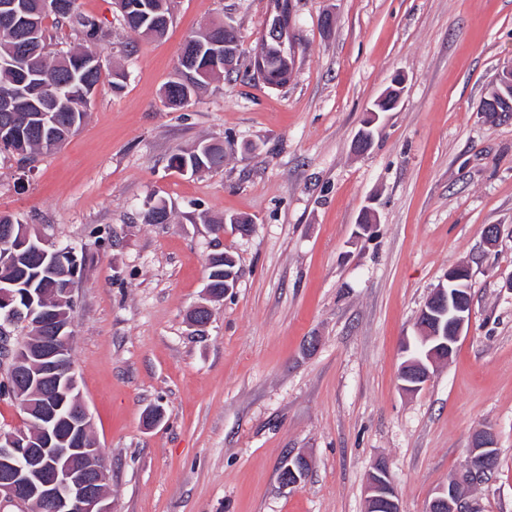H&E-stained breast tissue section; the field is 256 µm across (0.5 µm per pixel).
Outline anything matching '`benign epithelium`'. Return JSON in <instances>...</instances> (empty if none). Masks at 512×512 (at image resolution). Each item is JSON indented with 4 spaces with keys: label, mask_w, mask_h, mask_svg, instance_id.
<instances>
[{
    "label": "benign epithelium",
    "mask_w": 512,
    "mask_h": 512,
    "mask_svg": "<svg viewBox=\"0 0 512 512\" xmlns=\"http://www.w3.org/2000/svg\"><path fill=\"white\" fill-rule=\"evenodd\" d=\"M266 28L271 31L276 51L257 58L252 68L255 79L264 78L272 68L288 65L294 69L297 62V41L291 14L270 5ZM207 57L224 60V67H234L239 56L237 43L211 39ZM22 79L14 88L0 95V112L13 111L14 99L27 93H43L46 87L31 79L26 68L19 69ZM512 92V66L498 72L491 86L486 104L479 107L484 117L492 119L498 111L494 100ZM20 251L44 262L73 253L40 239V245L14 238L13 227L0 228V258L10 260ZM471 281L467 267L448 272L447 284L434 289L420 310L417 325L424 346L407 357L400 367L402 388L407 392L419 391L432 377L431 368L447 360L454 345L469 326L472 315L470 287L456 283ZM17 294L9 289L0 290V340L3 341L5 360L11 363L12 382L18 393L30 388H44L60 384L77 383L76 375L64 369L71 353L69 326H58L54 335L38 347L28 349L12 342V315L19 311L15 304ZM214 300L210 286H205V301L191 311V324L204 329L209 321L198 316L211 311L208 302ZM38 432L28 435L26 430L0 431V505L9 503L27 512V507L38 502L50 505L51 512H112L109 493L105 491L101 464V449L92 445L79 446L81 435L91 430V416L85 403L67 408L65 403L43 406L37 413ZM498 455L495 433L489 428L477 430L472 437L469 454L448 483L438 487L430 500L427 512H479L476 502L465 497V487L488 479L494 458ZM48 456L63 460V464L49 471L43 461ZM310 461L305 454L292 455L283 464L280 474L283 484L298 487L307 479ZM367 512H401L398 494L385 462L379 461L369 474L367 485Z\"/></svg>",
    "instance_id": "obj_1"
}]
</instances>
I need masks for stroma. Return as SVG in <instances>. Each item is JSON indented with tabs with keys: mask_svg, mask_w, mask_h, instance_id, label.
Returning <instances> with one entry per match:
<instances>
[{
	"mask_svg": "<svg viewBox=\"0 0 512 512\" xmlns=\"http://www.w3.org/2000/svg\"><path fill=\"white\" fill-rule=\"evenodd\" d=\"M79 6L105 34V75L59 149L30 164L0 153V212L85 257L72 359L113 512H366L379 459L403 512H426L484 427L499 465L471 497L512 512V117L478 110L512 63V0H294L287 85L219 78L178 109L163 87L184 41L227 20L252 55L269 0H172L158 39L124 30L114 0ZM399 74V106L370 117ZM205 140L223 141V170L170 169ZM152 196L171 223L142 222ZM211 218L225 219L222 235ZM224 251L238 286L195 331L208 258ZM460 265L472 271L470 325L406 393L403 347ZM153 406L163 419L151 426ZM300 452L306 482L283 485Z\"/></svg>",
	"mask_w": 512,
	"mask_h": 512,
	"instance_id": "1",
	"label": "stroma"
}]
</instances>
